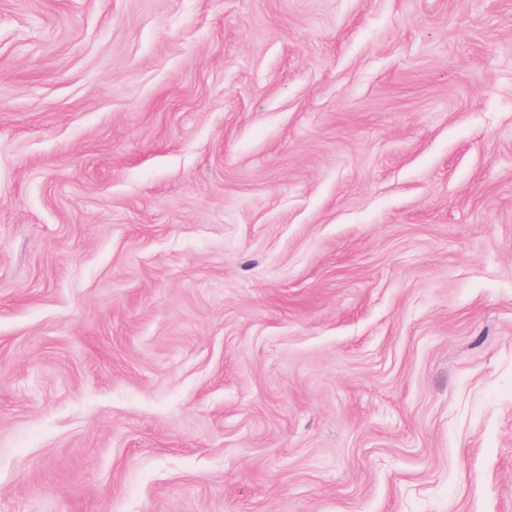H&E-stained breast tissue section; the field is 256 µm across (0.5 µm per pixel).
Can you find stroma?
<instances>
[{
  "mask_svg": "<svg viewBox=\"0 0 512 512\" xmlns=\"http://www.w3.org/2000/svg\"><path fill=\"white\" fill-rule=\"evenodd\" d=\"M0 512H512V0H0Z\"/></svg>",
  "mask_w": 512,
  "mask_h": 512,
  "instance_id": "1",
  "label": "stroma"
}]
</instances>
